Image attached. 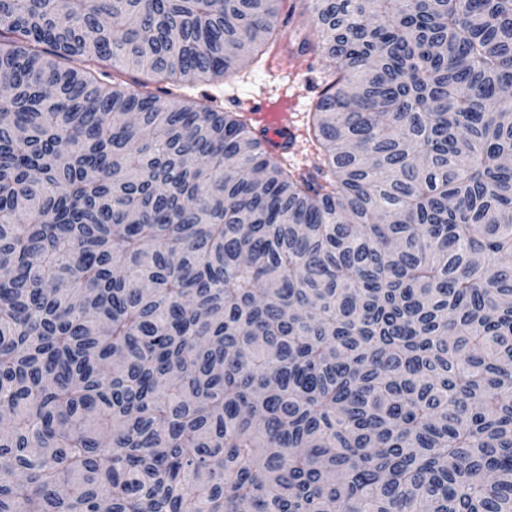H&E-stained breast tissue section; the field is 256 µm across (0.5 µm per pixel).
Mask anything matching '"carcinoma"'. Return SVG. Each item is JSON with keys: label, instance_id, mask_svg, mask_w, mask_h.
Segmentation results:
<instances>
[{"label": "carcinoma", "instance_id": "cac0c4a2", "mask_svg": "<svg viewBox=\"0 0 512 512\" xmlns=\"http://www.w3.org/2000/svg\"><path fill=\"white\" fill-rule=\"evenodd\" d=\"M284 0H0V512H512V0H302L317 162L99 79Z\"/></svg>", "mask_w": 512, "mask_h": 512}]
</instances>
